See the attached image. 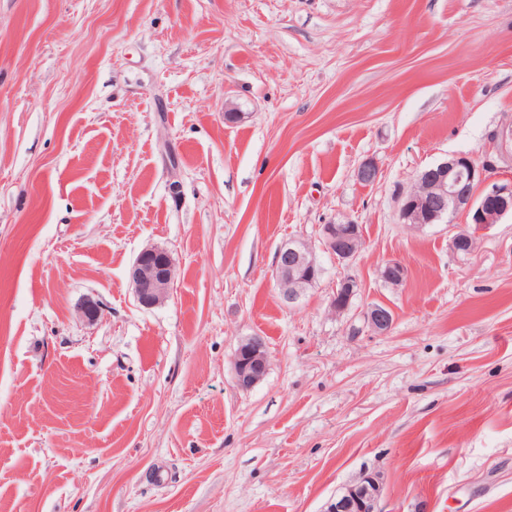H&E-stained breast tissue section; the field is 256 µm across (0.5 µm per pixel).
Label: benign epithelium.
Returning <instances> with one entry per match:
<instances>
[{
  "instance_id": "1",
  "label": "benign epithelium",
  "mask_w": 512,
  "mask_h": 512,
  "mask_svg": "<svg viewBox=\"0 0 512 512\" xmlns=\"http://www.w3.org/2000/svg\"><path fill=\"white\" fill-rule=\"evenodd\" d=\"M492 144L500 147L481 159L469 155H452L447 160L424 170L416 187L402 194L400 215L403 223L419 229L443 218L448 212H462L469 218L471 230L454 235L452 249L467 245L473 252L481 232L512 212V178L499 176L498 160L504 158L512 143V125L491 136ZM320 240L323 249L336 261H353L364 245L363 225L355 223L324 224ZM324 269L318 262L311 244L303 238L290 239L277 249L272 279L284 303L294 305L304 293L319 283ZM406 268L397 261L387 263L382 279L399 286L404 282ZM134 295L139 306L151 309L170 295L176 279V266L165 249L150 246L139 252L130 270ZM358 283L346 277L336 284L330 306L337 313L350 307ZM365 326L376 335L389 333L393 313L381 305H372L363 313ZM269 367L266 344L262 337L252 336L242 341L233 357L236 386L249 390L259 383ZM383 484L377 474L364 472L333 498L326 512H379Z\"/></svg>"
}]
</instances>
